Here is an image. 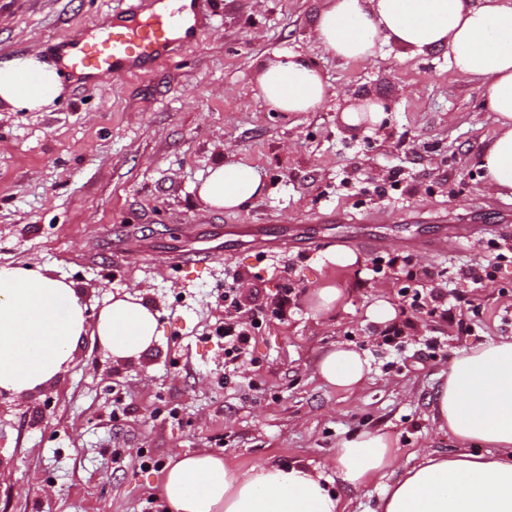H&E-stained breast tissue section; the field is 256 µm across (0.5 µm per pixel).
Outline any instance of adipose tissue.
<instances>
[{
    "label": "adipose tissue",
    "mask_w": 512,
    "mask_h": 512,
    "mask_svg": "<svg viewBox=\"0 0 512 512\" xmlns=\"http://www.w3.org/2000/svg\"><path fill=\"white\" fill-rule=\"evenodd\" d=\"M314 29L324 52L350 61L373 60L386 39L413 52L445 51L450 68L480 81L483 108L495 115L496 134L479 158L485 185L512 195V0H322ZM256 81L279 112L316 111L327 95L321 69L287 49L258 67ZM62 91L58 68L37 54L0 60V101L38 111ZM264 189L259 169L220 161L198 195L210 208L232 211ZM157 317L139 294L127 293L92 319L72 283L38 267L0 266V390L23 396L44 387L72 362L87 334L114 358L140 357L158 339ZM367 369L366 357L339 345L316 372L327 385L351 391ZM432 410L461 449L425 454L385 489L377 512H512V339L456 356ZM472 441L483 452H470ZM393 461V441L381 432L343 440L329 478L298 464L241 471L201 450L174 455L160 490L171 512H342L329 482L356 489Z\"/></svg>",
    "instance_id": "adipose-tissue-1"
}]
</instances>
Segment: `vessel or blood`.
<instances>
[{"label":"vessel or blood","instance_id":"vessel-or-blood-1","mask_svg":"<svg viewBox=\"0 0 512 512\" xmlns=\"http://www.w3.org/2000/svg\"><path fill=\"white\" fill-rule=\"evenodd\" d=\"M213 19L210 0H141L127 17L85 27L55 49L66 71L92 89L103 76L150 73Z\"/></svg>","mask_w":512,"mask_h":512}]
</instances>
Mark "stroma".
<instances>
[{"mask_svg":"<svg viewBox=\"0 0 512 512\" xmlns=\"http://www.w3.org/2000/svg\"><path fill=\"white\" fill-rule=\"evenodd\" d=\"M321 0H214L215 21L146 76L105 78L87 90L64 77L52 105L27 112L0 102V265L38 266L73 282L89 314L140 292L161 336L118 361L83 336L73 361L44 390L0 396V512H168L161 468L204 448L245 470L300 464L331 475L341 440L381 431L394 440L384 477L341 489L346 512H373L386 485L423 453L458 441L432 420L441 377L459 353L512 336V262L494 281L466 282L497 241L512 244V198L489 192L479 154L495 131L483 89L448 66L444 51L383 44L371 62L323 52ZM123 0H0V60L52 48ZM284 49L310 56L327 99L313 112H275L256 70ZM376 98L380 123L350 127L342 113ZM257 167L265 195L235 211L207 207L197 187L218 161ZM256 225L259 236L241 235ZM449 224L474 229L468 246L421 244ZM295 234L285 249L266 240ZM361 262H329L336 249ZM209 262L171 269L197 250ZM412 255L463 292L467 325L410 307L404 277H373L374 258ZM240 271L247 305L290 288L285 319L267 316L252 358L224 368L208 334L224 319V276ZM330 283L342 304L317 313L313 289ZM385 298L403 333L384 344L366 308ZM345 345L364 354L362 385L343 391L316 374ZM154 467L141 466L142 457Z\"/></svg>","mask_w":512,"mask_h":512,"instance_id":"stroma-1","label":"stroma"}]
</instances>
